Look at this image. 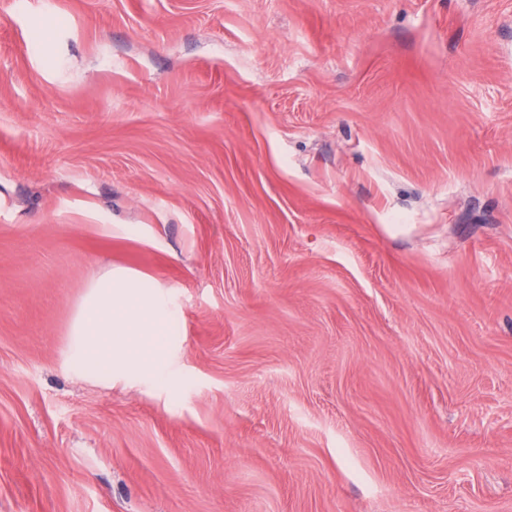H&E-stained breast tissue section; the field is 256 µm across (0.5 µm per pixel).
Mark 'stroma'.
<instances>
[{"label":"stroma","instance_id":"obj_1","mask_svg":"<svg viewBox=\"0 0 512 512\" xmlns=\"http://www.w3.org/2000/svg\"><path fill=\"white\" fill-rule=\"evenodd\" d=\"M0 512H512V0H0ZM87 288L72 330L75 364L110 378L160 374L176 320L162 287L110 269Z\"/></svg>","mask_w":512,"mask_h":512}]
</instances>
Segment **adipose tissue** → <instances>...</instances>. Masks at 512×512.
<instances>
[{
  "instance_id": "adipose-tissue-1",
  "label": "adipose tissue",
  "mask_w": 512,
  "mask_h": 512,
  "mask_svg": "<svg viewBox=\"0 0 512 512\" xmlns=\"http://www.w3.org/2000/svg\"><path fill=\"white\" fill-rule=\"evenodd\" d=\"M175 320L158 284L108 270L91 281L73 325L74 361L107 377L161 373Z\"/></svg>"
}]
</instances>
